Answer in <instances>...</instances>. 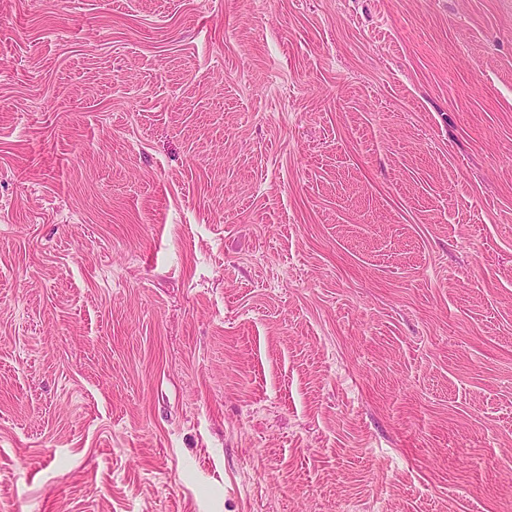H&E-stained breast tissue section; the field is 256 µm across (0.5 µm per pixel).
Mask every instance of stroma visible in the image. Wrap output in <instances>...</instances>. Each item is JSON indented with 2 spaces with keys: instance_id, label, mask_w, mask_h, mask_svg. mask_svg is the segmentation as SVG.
<instances>
[{
  "instance_id": "obj_1",
  "label": "stroma",
  "mask_w": 512,
  "mask_h": 512,
  "mask_svg": "<svg viewBox=\"0 0 512 512\" xmlns=\"http://www.w3.org/2000/svg\"><path fill=\"white\" fill-rule=\"evenodd\" d=\"M0 512H512V0H0Z\"/></svg>"
}]
</instances>
